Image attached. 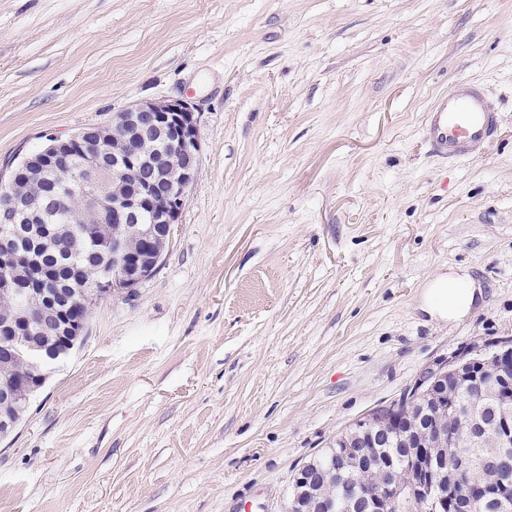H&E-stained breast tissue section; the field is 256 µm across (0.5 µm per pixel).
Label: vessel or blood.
<instances>
[{
	"label": "vessel or blood",
	"mask_w": 512,
	"mask_h": 512,
	"mask_svg": "<svg viewBox=\"0 0 512 512\" xmlns=\"http://www.w3.org/2000/svg\"><path fill=\"white\" fill-rule=\"evenodd\" d=\"M499 108L482 83L462 81L439 97L426 115L425 136L433 153L448 162L470 157L473 149L498 132Z\"/></svg>",
	"instance_id": "vessel-or-blood-1"
}]
</instances>
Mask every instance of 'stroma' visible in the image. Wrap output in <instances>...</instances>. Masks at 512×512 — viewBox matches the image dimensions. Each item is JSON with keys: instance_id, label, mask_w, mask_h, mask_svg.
Returning <instances> with one entry per match:
<instances>
[{"instance_id": "35a3bbf8", "label": "stroma", "mask_w": 512, "mask_h": 512, "mask_svg": "<svg viewBox=\"0 0 512 512\" xmlns=\"http://www.w3.org/2000/svg\"><path fill=\"white\" fill-rule=\"evenodd\" d=\"M467 79L502 123L450 164L422 125ZM172 98L201 137L172 241L0 440V512H286L346 427L512 335V0H0V169ZM474 296V288H465L464 291L456 290V288H448V306H441L437 309L441 314H445L447 309L448 319H457L469 309L474 300ZM305 466L299 469L294 476V490L292 495H289L288 498V512H317L315 510L314 502L308 498V495L305 493L304 489H301L305 484L307 485L309 482V478L307 476L308 472L306 471Z\"/></svg>"}]
</instances>
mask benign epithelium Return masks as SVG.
<instances>
[{"mask_svg": "<svg viewBox=\"0 0 512 512\" xmlns=\"http://www.w3.org/2000/svg\"><path fill=\"white\" fill-rule=\"evenodd\" d=\"M116 133L112 151H104L83 163L84 169L102 168L106 156L112 155V223L149 226L139 229L140 239L150 246L157 239L171 241L174 225L186 204L189 190L197 174L200 148V127L196 108L185 99L140 101L112 113V120L103 125ZM160 142L181 157L175 172H168L169 159L149 160L144 157L147 145ZM112 272L101 276L111 294L132 295L159 267L161 255L147 257L132 253L123 235L112 236ZM44 276V266L34 267L26 283L15 280L11 269L0 271V295L24 297L40 292L37 285ZM55 302L47 301L40 321L55 335L81 325L74 320L66 326L56 325ZM497 349L483 360L484 373L495 381L484 383L471 370L470 356H452L447 361L421 372L395 401L374 409L348 429L347 447L336 455L330 473L340 478L353 474L355 461L372 456L376 435L387 431L390 421L419 406L432 419L428 429L416 434H403L411 448L397 467L384 466L379 488L363 494L366 512H386L385 504H410L423 512H448V491L460 486L475 487L486 495H498L506 485L500 481L486 482L484 474L499 472L512 450V336L496 341ZM74 349L70 344L49 349L33 343L21 331L0 336V357L30 362L34 359L50 365ZM485 400L503 405L500 419L491 430L475 427L474 409ZM464 419L469 424L472 442L488 447L474 455L471 450L459 451L449 466L427 467L417 455L448 451L453 435V421ZM308 472L301 468L294 476L293 493L288 498V512H316L303 486Z\"/></svg>", "mask_w": 512, "mask_h": 512, "instance_id": "7a95c632", "label": "benign epithelium"}]
</instances>
